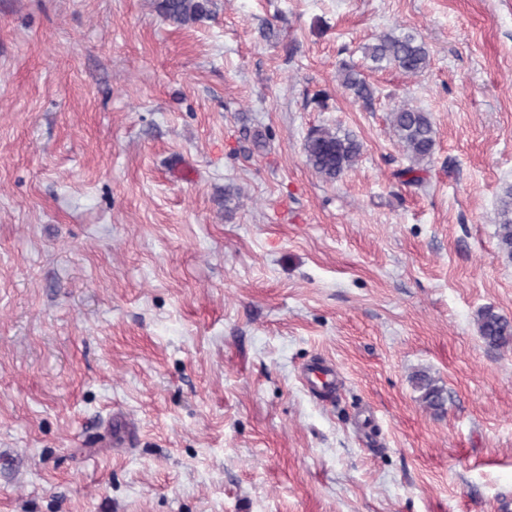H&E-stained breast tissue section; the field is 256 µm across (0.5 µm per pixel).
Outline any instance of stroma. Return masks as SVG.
I'll return each instance as SVG.
<instances>
[{"instance_id": "1", "label": "stroma", "mask_w": 512, "mask_h": 512, "mask_svg": "<svg viewBox=\"0 0 512 512\" xmlns=\"http://www.w3.org/2000/svg\"><path fill=\"white\" fill-rule=\"evenodd\" d=\"M320 126L363 145L333 182ZM507 183L512 0H0V512H512ZM211 0H160L158 10L168 21L187 26L208 15ZM364 54L376 66L385 62L409 75L422 73L429 64L426 48L410 33H383L373 44L364 47ZM338 77L340 78L342 86L347 90H351L357 99L367 101L371 98V87L353 66L342 65L339 68ZM390 124L398 143L414 165H420L432 156L436 140L428 112L403 104L391 112ZM495 224L499 246L512 259V184L505 186L498 198ZM475 323L480 338L488 347L500 349L512 345V321L492 307L478 311ZM411 382L414 388L421 392L420 400L427 409L436 413L444 409L445 389L428 372L416 371L411 375Z\"/></svg>"}]
</instances>
